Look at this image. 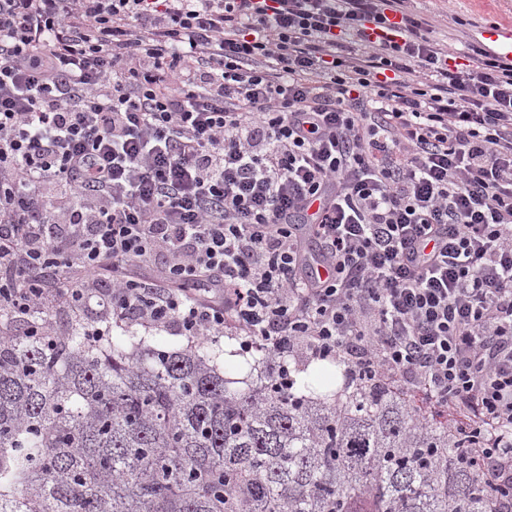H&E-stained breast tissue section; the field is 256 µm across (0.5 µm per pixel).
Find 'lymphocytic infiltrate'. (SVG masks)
<instances>
[{"label": "lymphocytic infiltrate", "instance_id": "f902f5d3", "mask_svg": "<svg viewBox=\"0 0 512 512\" xmlns=\"http://www.w3.org/2000/svg\"><path fill=\"white\" fill-rule=\"evenodd\" d=\"M406 0H0V311L343 363L512 488V57ZM313 242L314 252L303 248ZM164 257V285L134 268Z\"/></svg>", "mask_w": 512, "mask_h": 512}]
</instances>
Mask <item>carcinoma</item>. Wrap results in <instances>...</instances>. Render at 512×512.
Instances as JSON below:
<instances>
[{
    "mask_svg": "<svg viewBox=\"0 0 512 512\" xmlns=\"http://www.w3.org/2000/svg\"><path fill=\"white\" fill-rule=\"evenodd\" d=\"M0 335V512H490L448 429L380 387L242 391L205 342Z\"/></svg>",
    "mask_w": 512,
    "mask_h": 512,
    "instance_id": "cac0c4a2",
    "label": "carcinoma"
}]
</instances>
